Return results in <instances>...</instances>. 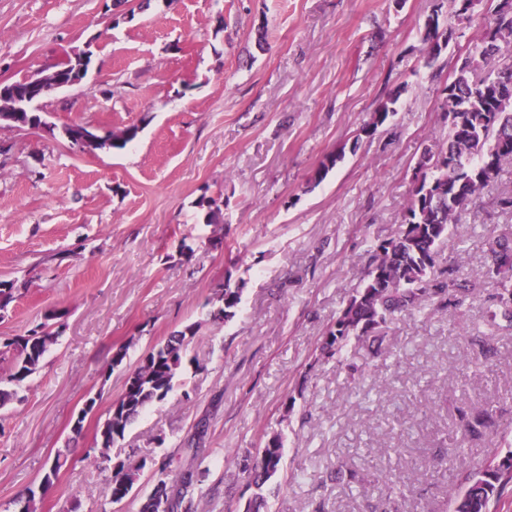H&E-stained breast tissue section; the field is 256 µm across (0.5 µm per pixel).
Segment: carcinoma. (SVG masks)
Returning <instances> with one entry per match:
<instances>
[{
    "label": "carcinoma",
    "instance_id": "cac0c4a2",
    "mask_svg": "<svg viewBox=\"0 0 512 512\" xmlns=\"http://www.w3.org/2000/svg\"><path fill=\"white\" fill-rule=\"evenodd\" d=\"M512 41V0H497L491 17L484 24L478 56L457 60L453 78L442 88V119L448 113L454 120L448 134L426 148L418 164L420 176L411 190L403 215L409 226L396 238L385 239L371 250V261L363 283L355 289L336 322L322 336L321 354L346 352L351 339L366 342L374 353L381 352L385 336L382 328L405 312L451 311L460 309L483 290L488 291L491 317L512 328V236H490L484 263L477 276L450 263L437 264L442 244L462 215L476 207L482 191L499 175L502 165L512 163V89L502 88L500 78L512 77V56L501 52V44ZM484 76L475 79L476 71ZM38 112H14L0 124L10 128L31 127L41 121ZM138 134L135 126L111 132L92 144L91 150H123ZM342 155H327L316 168L310 183L320 184ZM223 202L202 196L197 207L204 211L213 233L224 228ZM20 288L15 281H0V314L15 301ZM242 286L226 282L209 301L210 319L225 323L236 315ZM62 315L52 314L22 336L0 338V356L11 355L12 365L6 381L23 384L39 368L48 348L61 335ZM192 323L174 332L165 343L153 347L127 376L118 400L126 411H109L95 435V445L110 448L125 437L130 425L145 408L164 400L174 388L183 366L188 345L197 333ZM478 358L487 362L496 347L484 336L471 337ZM460 432L453 438L451 467L468 464V439L494 432L501 443L512 445V420L498 422L487 405L459 411ZM282 440L271 435L264 446L242 459L241 470L257 488L278 479L282 462ZM145 463L122 459L112 467L107 495L113 503L125 499L138 481ZM512 483V455L500 460L492 457L466 473L463 482L448 496V512H490L491 501L500 497Z\"/></svg>",
    "mask_w": 512,
    "mask_h": 512
}]
</instances>
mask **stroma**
<instances>
[{
    "label": "stroma",
    "mask_w": 512,
    "mask_h": 512,
    "mask_svg": "<svg viewBox=\"0 0 512 512\" xmlns=\"http://www.w3.org/2000/svg\"><path fill=\"white\" fill-rule=\"evenodd\" d=\"M140 2L116 18L111 0H0V83L93 52L84 79L41 101L46 128H0V281L25 285L0 337L66 314L58 343L0 408V512H19L31 488L41 491L36 512H139L164 463L175 490L197 465L209 469L177 512H243L253 489L239 464L274 433L282 473L267 512H448L461 479L439 454L459 408L491 402L497 420L512 418V329L490 321L479 296L457 317H398L382 355L353 342L328 358L320 343L371 244L403 229L421 154L447 131L441 90L478 43L491 0H477L436 77L424 23L435 10L453 26L448 0ZM392 93L395 115L363 136ZM74 122L139 133L124 150L82 153L60 135ZM338 152L343 160L310 186ZM509 190L507 164L454 227L463 251L443 245L439 265L477 269L487 235L512 232L496 205ZM203 196L224 202L217 250L205 244ZM184 243L192 257L181 256ZM227 281L242 283L241 303L217 324L206 302ZM194 322L190 363L166 399L108 451L95 448L127 373ZM476 331L494 342L490 362L475 359ZM121 347L124 365L110 369ZM93 395L96 410L73 436ZM108 456L148 461L118 503L104 494ZM57 457L64 465L43 485ZM388 472L404 496L384 486Z\"/></svg>",
    "instance_id": "1"
}]
</instances>
